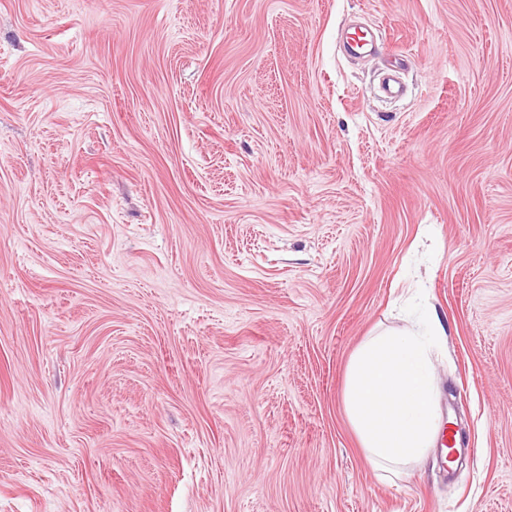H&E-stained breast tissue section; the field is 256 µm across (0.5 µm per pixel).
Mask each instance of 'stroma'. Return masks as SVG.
Returning a JSON list of instances; mask_svg holds the SVG:
<instances>
[{
    "label": "stroma",
    "instance_id": "stroma-1",
    "mask_svg": "<svg viewBox=\"0 0 512 512\" xmlns=\"http://www.w3.org/2000/svg\"><path fill=\"white\" fill-rule=\"evenodd\" d=\"M419 294L397 477L343 387ZM0 512H512V0H0Z\"/></svg>",
    "mask_w": 512,
    "mask_h": 512
}]
</instances>
